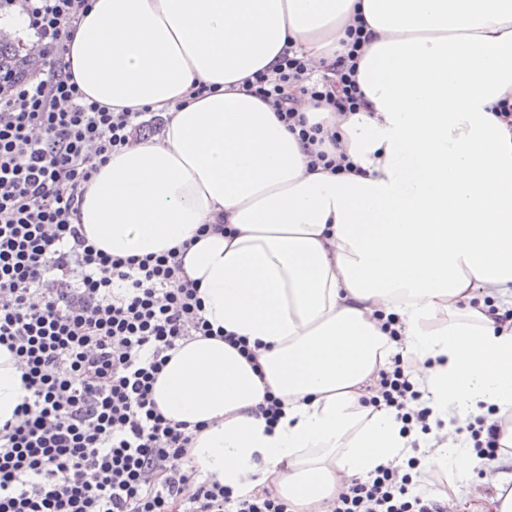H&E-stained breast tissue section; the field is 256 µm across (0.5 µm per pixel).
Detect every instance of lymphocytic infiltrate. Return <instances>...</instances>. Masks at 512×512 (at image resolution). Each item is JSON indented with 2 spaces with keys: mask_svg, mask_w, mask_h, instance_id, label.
<instances>
[{
  "mask_svg": "<svg viewBox=\"0 0 512 512\" xmlns=\"http://www.w3.org/2000/svg\"><path fill=\"white\" fill-rule=\"evenodd\" d=\"M94 0H0V14L29 20L32 63L0 82V345L14 353L26 394L0 426V512H292L277 495L237 494L187 457L189 426L165 418L152 396L169 351L194 336L221 337L248 360L245 338L213 328L195 282L182 276L185 247L111 256L90 244L77 219L88 184L112 154L148 139L164 118L143 108L113 112L86 99L66 58V39ZM347 53L320 77L293 48L253 85L296 133L309 165L350 167L330 147L335 135L299 113L302 97L337 112L366 102L356 79L363 26L348 28ZM379 394L404 431L430 429L411 368L394 355ZM475 471L484 478L500 453V424L466 426ZM331 512H448L401 468L381 465L353 481Z\"/></svg>",
  "mask_w": 512,
  "mask_h": 512,
  "instance_id": "1",
  "label": "lymphocytic infiltrate"
}]
</instances>
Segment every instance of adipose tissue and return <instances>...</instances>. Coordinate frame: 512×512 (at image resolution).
I'll use <instances>...</instances> for the list:
<instances>
[{"label": "adipose tissue", "instance_id": "1", "mask_svg": "<svg viewBox=\"0 0 512 512\" xmlns=\"http://www.w3.org/2000/svg\"><path fill=\"white\" fill-rule=\"evenodd\" d=\"M362 17L373 37L357 79L367 110L328 120L355 173L311 172L295 135L243 85L285 46L330 60ZM82 92L111 111L169 113L162 132L114 154L79 222L121 257L190 242L183 274L220 338L172 351L158 410L201 424L191 458L241 494L321 512L344 479L400 465L413 435L374 406L394 355L416 366L434 426L425 470L467 486L457 424L493 412L512 465V0H95L69 46ZM216 87L193 94L194 81ZM223 218L233 235L197 237ZM396 315L397 335L382 327ZM0 345V425L25 394ZM283 403L276 423L258 407Z\"/></svg>", "mask_w": 512, "mask_h": 512}]
</instances>
